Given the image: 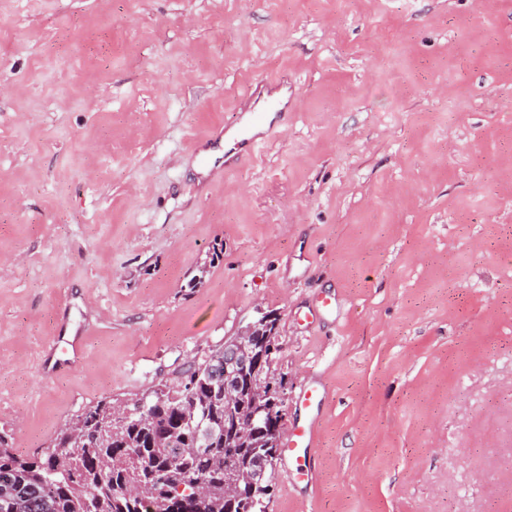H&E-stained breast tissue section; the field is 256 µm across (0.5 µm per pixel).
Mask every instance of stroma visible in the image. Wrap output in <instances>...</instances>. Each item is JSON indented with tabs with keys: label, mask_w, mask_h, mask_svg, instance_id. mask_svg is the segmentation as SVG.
<instances>
[{
	"label": "stroma",
	"mask_w": 512,
	"mask_h": 512,
	"mask_svg": "<svg viewBox=\"0 0 512 512\" xmlns=\"http://www.w3.org/2000/svg\"><path fill=\"white\" fill-rule=\"evenodd\" d=\"M282 74L287 123L225 168ZM268 311L283 426L323 401L267 512H512V0H0L17 452Z\"/></svg>",
	"instance_id": "obj_1"
}]
</instances>
